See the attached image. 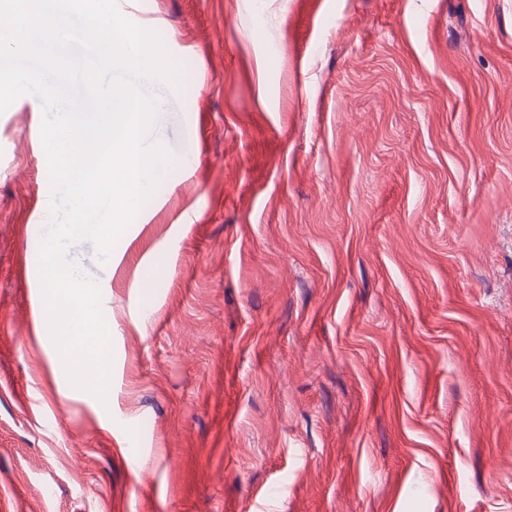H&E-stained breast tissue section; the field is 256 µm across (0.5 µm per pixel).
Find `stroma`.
<instances>
[{"label":"stroma","instance_id":"1","mask_svg":"<svg viewBox=\"0 0 512 512\" xmlns=\"http://www.w3.org/2000/svg\"><path fill=\"white\" fill-rule=\"evenodd\" d=\"M178 89L73 388L0 113V512H512V0H127Z\"/></svg>","mask_w":512,"mask_h":512}]
</instances>
